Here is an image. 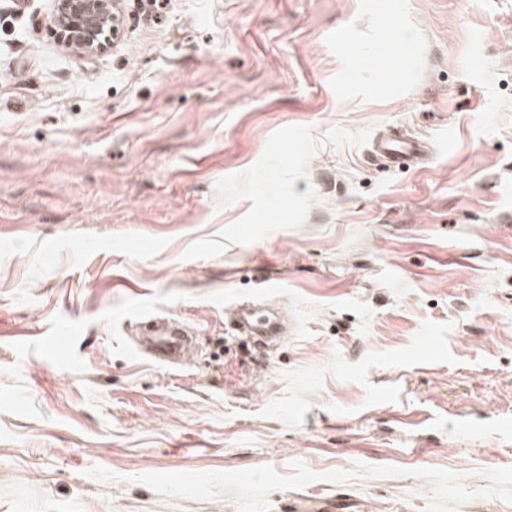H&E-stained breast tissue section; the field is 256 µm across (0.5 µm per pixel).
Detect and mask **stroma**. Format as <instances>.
<instances>
[{
	"mask_svg": "<svg viewBox=\"0 0 512 512\" xmlns=\"http://www.w3.org/2000/svg\"><path fill=\"white\" fill-rule=\"evenodd\" d=\"M117 7L86 60L0 0V512H512V0ZM373 152L386 167L409 166L412 162L423 166L428 164L432 157L427 140L404 135L398 129L376 136L373 140ZM224 325L240 336H249L255 342L254 349L262 351L269 341L284 336L287 320L281 312L260 310L254 302L243 301L230 312ZM148 334L137 352L156 363L181 366L194 355L188 331L175 319L164 318L154 322Z\"/></svg>",
	"mask_w": 512,
	"mask_h": 512,
	"instance_id": "obj_1",
	"label": "stroma"
}]
</instances>
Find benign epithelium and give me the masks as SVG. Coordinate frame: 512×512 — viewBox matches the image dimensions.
<instances>
[{
  "label": "benign epithelium",
  "mask_w": 512,
  "mask_h": 512,
  "mask_svg": "<svg viewBox=\"0 0 512 512\" xmlns=\"http://www.w3.org/2000/svg\"><path fill=\"white\" fill-rule=\"evenodd\" d=\"M115 21L114 0H55L51 24L65 50L89 57L106 51Z\"/></svg>",
  "instance_id": "benign-epithelium-1"
}]
</instances>
